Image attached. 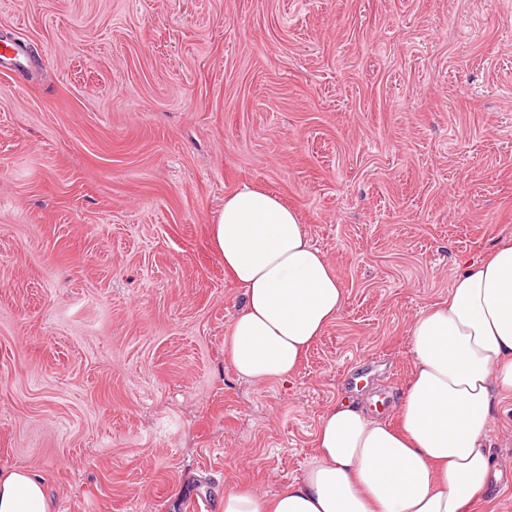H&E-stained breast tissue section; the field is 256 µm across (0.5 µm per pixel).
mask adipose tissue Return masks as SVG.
Listing matches in <instances>:
<instances>
[{
  "label": "adipose tissue",
  "mask_w": 512,
  "mask_h": 512,
  "mask_svg": "<svg viewBox=\"0 0 512 512\" xmlns=\"http://www.w3.org/2000/svg\"><path fill=\"white\" fill-rule=\"evenodd\" d=\"M225 272L243 290L228 353L254 383L290 377L336 320L345 297L296 212L252 184L230 193L211 228ZM412 372L396 423L342 400L320 417L301 480L269 496L226 491L222 512H472L496 459V403L512 397V242L464 264L447 301L408 330ZM45 480L0 472V512H52Z\"/></svg>",
  "instance_id": "1"
}]
</instances>
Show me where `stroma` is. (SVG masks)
Segmentation results:
<instances>
[{"label": "stroma", "mask_w": 512, "mask_h": 512, "mask_svg": "<svg viewBox=\"0 0 512 512\" xmlns=\"http://www.w3.org/2000/svg\"><path fill=\"white\" fill-rule=\"evenodd\" d=\"M0 470L54 512H219L300 480L321 414L399 402L408 324L512 241V0H0ZM257 183L334 268L286 380L227 357L212 249ZM507 470L475 512H512Z\"/></svg>", "instance_id": "obj_1"}]
</instances>
